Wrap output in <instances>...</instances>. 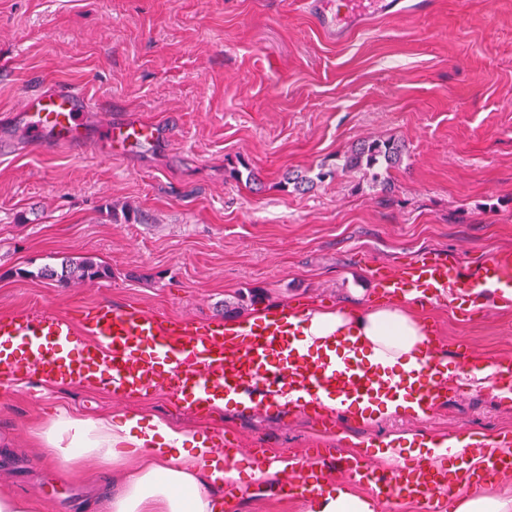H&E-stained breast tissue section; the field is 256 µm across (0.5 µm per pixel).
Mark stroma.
Wrapping results in <instances>:
<instances>
[{"mask_svg":"<svg viewBox=\"0 0 512 512\" xmlns=\"http://www.w3.org/2000/svg\"><path fill=\"white\" fill-rule=\"evenodd\" d=\"M75 86L89 100L84 149L28 140L26 94ZM107 112L158 124L154 145L108 158ZM408 155L388 188L358 176L299 193L290 168L338 163L369 137ZM258 170L262 189L234 179ZM512 248V0H435L433 8L326 41L304 0H0V313L46 309L81 317L134 305L202 326L293 303L381 302L372 272L432 253L457 257L465 281ZM91 256L104 279L40 278L62 258ZM442 359L512 360V309L474 296L467 311L435 300L419 311ZM83 418L158 417L206 437L301 452L322 433L313 413L244 409L203 417L160 391L128 406L81 387L0 389V495L30 512H103L141 460L83 458L61 471L41 435L57 410ZM466 429L512 434V399L462 387L429 418L369 415L332 430L344 451L372 438ZM214 487L231 512H309L251 481Z\"/></svg>","mask_w":512,"mask_h":512,"instance_id":"stroma-1","label":"stroma"}]
</instances>
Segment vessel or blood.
<instances>
[{"instance_id":"vessel-or-blood-1","label":"vessel or blood","mask_w":512,"mask_h":512,"mask_svg":"<svg viewBox=\"0 0 512 512\" xmlns=\"http://www.w3.org/2000/svg\"><path fill=\"white\" fill-rule=\"evenodd\" d=\"M428 0L408 6L405 0H374L373 12L400 16L422 12ZM320 30L332 42L344 41L356 28L359 16L335 8L331 0H315ZM83 94L72 87H58L28 95L25 118L34 142L45 150L85 141ZM109 150H134L154 144L160 127L137 119L104 120ZM382 285L396 296L422 295L463 301L466 294L461 263L437 254L386 271ZM478 287L503 303L512 302V249L500 248L476 273ZM478 364L463 363L456 377L442 374L440 365L417 358L406 370L359 358L354 344L341 338L313 346L287 325L238 324L227 331L192 330L182 320H160L134 307L99 304L86 317L35 310L23 315L0 314V386L12 387L32 378L98 389L113 402L128 404L139 397L167 390L185 414L200 416L227 400L243 408L262 406L310 408L326 423L348 419L355 408L370 410L399 399L416 403L422 417L448 399L455 379L475 378ZM486 388L512 395V362L498 361L485 377ZM434 459L429 465L391 463L379 468L369 443L343 455L342 471L351 484L368 487L374 512H397L402 502L417 501L427 512H445L461 489L460 473L494 481L512 472V437L484 436L466 448L451 437L432 436ZM331 451L310 448L284 467L279 488L283 497L314 496L333 474L325 464ZM262 458L273 464L279 457L267 448L242 443L227 444L224 461ZM458 465L451 476L447 462Z\"/></svg>"}]
</instances>
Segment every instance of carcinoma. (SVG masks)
Instances as JSON below:
<instances>
[{"label":"carcinoma","instance_id":"carcinoma-1","mask_svg":"<svg viewBox=\"0 0 512 512\" xmlns=\"http://www.w3.org/2000/svg\"><path fill=\"white\" fill-rule=\"evenodd\" d=\"M406 154L405 146L394 139L370 138L352 145L343 157L342 170L359 174L367 182L377 185L384 183L382 176L390 169L403 163ZM337 170L319 168L315 174L311 171H288L285 182L296 191L310 190L316 184L335 177ZM41 275L48 279H56L67 284L71 281L95 280L108 276L102 265L89 257L67 259L61 263L60 269L46 267Z\"/></svg>","mask_w":512,"mask_h":512}]
</instances>
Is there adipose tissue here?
<instances>
[{"mask_svg": "<svg viewBox=\"0 0 512 512\" xmlns=\"http://www.w3.org/2000/svg\"><path fill=\"white\" fill-rule=\"evenodd\" d=\"M301 334L310 341L354 337L360 358L400 370L426 351L424 321L400 300L357 309L309 308ZM43 439L62 466L83 456L108 465L130 453L144 459V467L106 501L104 512H223V500L210 492L230 477L223 461L202 442L185 447L184 433L158 418L132 415L116 423L108 416L76 418L62 410Z\"/></svg>", "mask_w": 512, "mask_h": 512, "instance_id": "obj_1", "label": "adipose tissue"}]
</instances>
